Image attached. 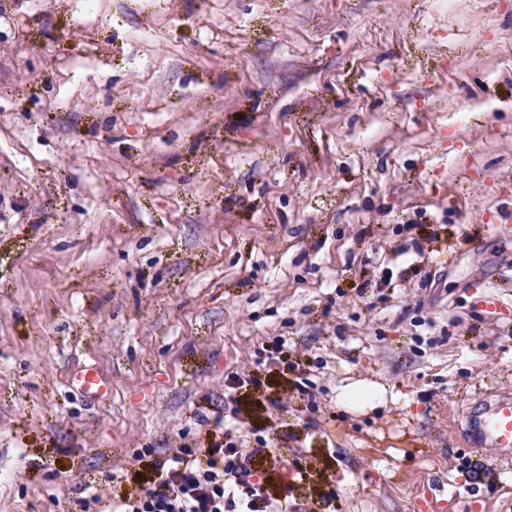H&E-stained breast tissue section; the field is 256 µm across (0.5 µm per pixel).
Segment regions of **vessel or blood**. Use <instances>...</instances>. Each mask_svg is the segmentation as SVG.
Instances as JSON below:
<instances>
[{"label":"vessel or blood","instance_id":"1","mask_svg":"<svg viewBox=\"0 0 512 512\" xmlns=\"http://www.w3.org/2000/svg\"><path fill=\"white\" fill-rule=\"evenodd\" d=\"M468 439L480 448L494 449L497 456L512 455V393L503 392L482 401L468 427Z\"/></svg>","mask_w":512,"mask_h":512}]
</instances>
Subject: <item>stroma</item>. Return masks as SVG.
I'll list each match as a JSON object with an SVG mask.
<instances>
[{
    "label": "stroma",
    "mask_w": 512,
    "mask_h": 512,
    "mask_svg": "<svg viewBox=\"0 0 512 512\" xmlns=\"http://www.w3.org/2000/svg\"><path fill=\"white\" fill-rule=\"evenodd\" d=\"M509 52L512 0H0V512L231 439L296 512L512 505ZM468 439L475 447L493 448L498 457L512 455V393L505 391L480 402V410L468 427Z\"/></svg>",
    "instance_id": "stroma-1"
}]
</instances>
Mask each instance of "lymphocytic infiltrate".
<instances>
[{
	"mask_svg": "<svg viewBox=\"0 0 512 512\" xmlns=\"http://www.w3.org/2000/svg\"><path fill=\"white\" fill-rule=\"evenodd\" d=\"M254 456L231 440L180 449L154 461L142 494L124 499L119 512H289L287 492L271 489Z\"/></svg>",
	"mask_w": 512,
	"mask_h": 512,
	"instance_id": "lymphocytic-infiltrate-1",
	"label": "lymphocytic infiltrate"
}]
</instances>
